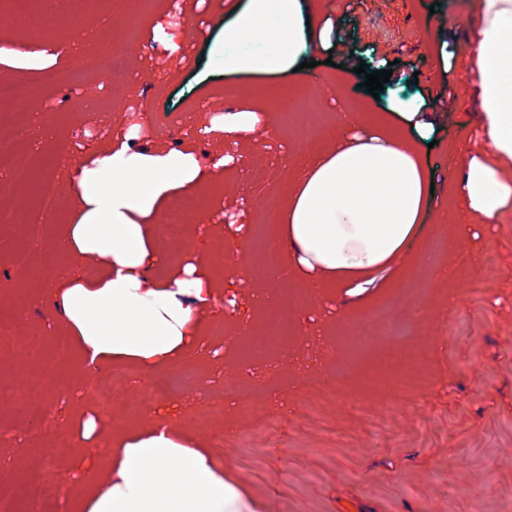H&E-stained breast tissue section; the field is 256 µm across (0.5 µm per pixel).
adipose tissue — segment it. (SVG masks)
<instances>
[{"label": "adipose tissue", "mask_w": 512, "mask_h": 512, "mask_svg": "<svg viewBox=\"0 0 512 512\" xmlns=\"http://www.w3.org/2000/svg\"><path fill=\"white\" fill-rule=\"evenodd\" d=\"M469 79L480 93L484 133L492 156H469L455 191L461 213L497 223L512 209V0H476ZM332 32L319 0H247L224 27V71L259 77L253 95L265 99L266 76L288 78L308 47L325 48ZM427 104L405 111L396 101L377 111L363 99L344 121L366 125V136L326 134L314 158L281 193V222L272 232L313 296L337 291L362 295L375 275L408 260L431 208L430 176L417 135L429 128ZM138 125L94 159L73 164L68 187L77 203L72 223L61 225L47 250L61 326L84 362L123 363L143 376L177 366L203 336V314L223 301L224 283L212 271L210 251L172 269L159 268L157 222L164 201L185 191L206 192L233 159L202 165L193 144L150 152L137 146ZM99 257L97 278L79 271ZM63 423L87 466L70 512H258L237 479L195 432L173 431L150 408L137 428L104 429L91 401L74 402Z\"/></svg>", "instance_id": "ef3b65f1"}]
</instances>
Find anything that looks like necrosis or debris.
<instances>
[{"mask_svg": "<svg viewBox=\"0 0 512 512\" xmlns=\"http://www.w3.org/2000/svg\"><path fill=\"white\" fill-rule=\"evenodd\" d=\"M141 33L136 24H128L120 40L111 42L107 53L86 56L72 68L67 77L71 87L78 88L91 81H100L111 90L128 77L129 50L139 44ZM39 82L18 83L13 76L0 78V101L9 109L0 114V235L19 231L21 245L14 253L13 262L29 280L39 273L34 267L29 247L41 239L45 226L56 221L61 207V188L58 181L44 174V157L31 143L29 103L43 100ZM299 303L297 292L285 289L277 293L274 311L267 314L260 332L269 343L262 348L263 363L250 365V378L245 396L238 407L248 411L267 405L272 392L282 386L273 365V346L288 340L292 333V313ZM414 317H397L393 304L382 303L366 312L358 313L345 325L338 343L345 348L342 369H354L370 358L373 350L396 340L410 339L414 333Z\"/></svg>", "mask_w": 512, "mask_h": 512, "instance_id": "4bbe7bcc", "label": "necrosis or debris"}]
</instances>
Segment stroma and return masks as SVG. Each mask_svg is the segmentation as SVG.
<instances>
[{"label":"stroma","instance_id":"obj_1","mask_svg":"<svg viewBox=\"0 0 512 512\" xmlns=\"http://www.w3.org/2000/svg\"><path fill=\"white\" fill-rule=\"evenodd\" d=\"M473 0H324V20L336 24L340 41L333 55L315 53L316 67L307 80L322 129L351 138L358 126H344L340 113L358 109L364 89L346 64L356 53L368 66L392 67L393 75L379 93L380 101L398 100L407 110L429 102L434 148L423 155L434 171L433 208H455L449 193L466 152L484 153L490 146L481 136L482 104L466 77L470 40L475 24ZM246 0H177L161 18L172 32H183L188 17L203 20L204 35L183 57L165 44L143 37L129 64L130 79L120 100L110 101L97 84L78 89H53L56 108L51 133L37 142L48 170L66 181L69 169L57 161L54 135L76 142L78 156L88 158L107 141L85 133L84 124L108 123L113 133H125L129 116L148 112L207 127L198 150L210 156L228 154L236 163L216 174L207 199L183 193L191 204L206 202L214 218L236 223L259 221L260 196L270 160L280 154L300 157V112L285 114L270 130H257L250 141L219 130L225 114L249 108L254 78L224 72V24ZM60 18L53 40L33 39L15 22L0 23V75L44 49L56 52L53 72L69 70L73 29H80L86 52L102 44L104 18L112 20V36L120 38L127 23H143L140 0H96L83 7L74 25H65L73 0H46ZM333 65H326V58ZM87 104L84 124L74 123L70 106ZM469 252L471 266L453 273L440 294L426 298L420 309L423 325L409 343L387 349L390 360L410 364L419 379L403 374L376 385L378 361L362 370L338 375L341 349L322 344V322L312 297L296 313L297 335L279 350L280 371L287 377V404L270 427L254 432L262 412L244 416L224 402L219 384L240 379V362H226L224 327L257 325L263 314L256 293L298 288L291 274L285 282L269 281L259 262L238 272L224 292L233 310L217 308L205 314L206 349L175 367L184 376L183 389L167 395L181 404L183 417L173 427L190 425L203 433L214 451L262 502L261 512H512V211L497 224H475ZM13 237L0 238V498H19L25 478L47 463L62 471L74 468L77 456L53 458L55 440L64 429H41L14 399L15 390L29 386L27 365L14 360V350L28 331L42 333L41 390L33 400L41 415L59 417L72 388L93 394L108 366H83L76 355L55 358L53 339L60 334L58 314L51 303L53 283L26 282L11 254ZM421 265L409 271L382 269L368 298L339 292L332 296L334 313L344 321L358 310L408 288L424 287ZM358 396L365 413L350 414L349 396ZM316 407H309V400Z\"/></svg>","mask_w":512,"mask_h":512}]
</instances>
